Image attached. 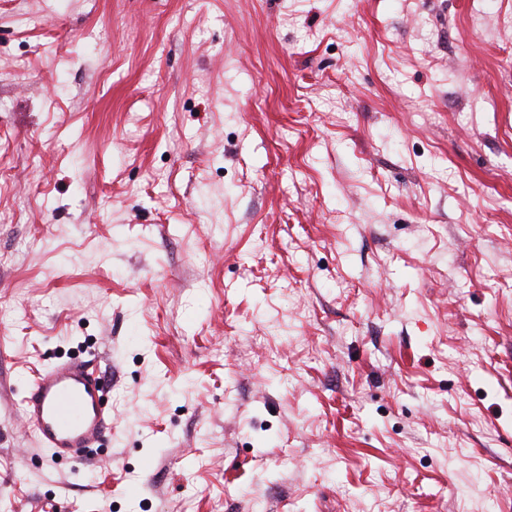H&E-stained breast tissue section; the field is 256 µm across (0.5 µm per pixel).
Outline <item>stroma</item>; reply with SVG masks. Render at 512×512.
<instances>
[{
  "label": "stroma",
  "mask_w": 512,
  "mask_h": 512,
  "mask_svg": "<svg viewBox=\"0 0 512 512\" xmlns=\"http://www.w3.org/2000/svg\"><path fill=\"white\" fill-rule=\"evenodd\" d=\"M0 512H512V0H0ZM104 384L88 365L72 361L46 367L30 381L23 422L52 459L80 462L111 433Z\"/></svg>",
  "instance_id": "stroma-1"
}]
</instances>
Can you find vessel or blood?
<instances>
[{
	"instance_id": "b4317fda",
	"label": "vessel or blood",
	"mask_w": 512,
	"mask_h": 512,
	"mask_svg": "<svg viewBox=\"0 0 512 512\" xmlns=\"http://www.w3.org/2000/svg\"><path fill=\"white\" fill-rule=\"evenodd\" d=\"M103 393L102 379L88 365H51L29 383L23 422L51 458L81 461L112 430Z\"/></svg>"
}]
</instances>
